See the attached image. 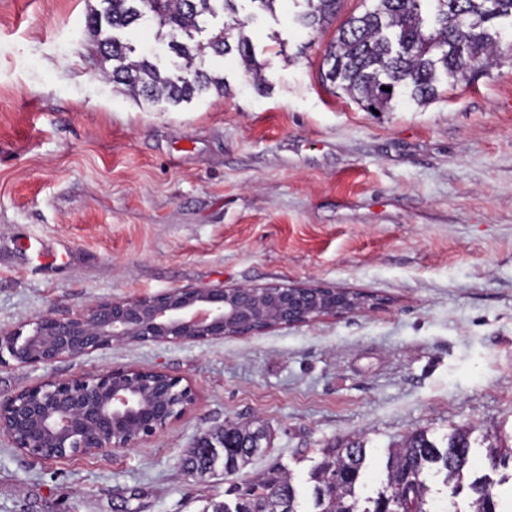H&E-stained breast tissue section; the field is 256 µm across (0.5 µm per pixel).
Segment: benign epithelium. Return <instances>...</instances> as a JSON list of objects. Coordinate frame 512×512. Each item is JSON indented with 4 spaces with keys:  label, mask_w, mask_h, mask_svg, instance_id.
<instances>
[{
    "label": "benign epithelium",
    "mask_w": 512,
    "mask_h": 512,
    "mask_svg": "<svg viewBox=\"0 0 512 512\" xmlns=\"http://www.w3.org/2000/svg\"><path fill=\"white\" fill-rule=\"evenodd\" d=\"M368 307L359 293L323 286L176 288L135 300H100L64 317L46 315L23 333L0 332L19 366L50 365L118 342L191 344L302 325ZM196 394L158 368H127L40 383L0 400V435L47 461L135 447L183 414ZM272 490L246 488L235 508L265 512Z\"/></svg>",
    "instance_id": "obj_1"
}]
</instances>
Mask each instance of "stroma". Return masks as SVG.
<instances>
[{
  "mask_svg": "<svg viewBox=\"0 0 512 512\" xmlns=\"http://www.w3.org/2000/svg\"><path fill=\"white\" fill-rule=\"evenodd\" d=\"M97 0H0V331L96 300L172 288L324 285L376 308L197 344L119 343L37 367L0 364V399L115 368L182 379L194 405L134 448L42 461L0 438V512H207L233 485L290 470L304 512L328 444L364 439L362 492L415 430L470 424L512 444V24L497 63L425 106L374 114L326 82L330 42L374 0L312 30L304 0H238L256 83L209 57L224 95L113 93L86 30ZM62 253L30 261L18 243ZM263 420L239 474L198 482L188 450Z\"/></svg>",
  "mask_w": 512,
  "mask_h": 512,
  "instance_id": "1",
  "label": "stroma"
}]
</instances>
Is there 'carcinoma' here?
<instances>
[{
  "instance_id": "1",
  "label": "carcinoma",
  "mask_w": 512,
  "mask_h": 512,
  "mask_svg": "<svg viewBox=\"0 0 512 512\" xmlns=\"http://www.w3.org/2000/svg\"><path fill=\"white\" fill-rule=\"evenodd\" d=\"M103 10L92 9L89 33L105 62L112 90L150 102L166 101L178 105L188 102L210 89L224 93V78L203 68L209 55L222 57L237 50L256 82L264 81L261 69L249 55L248 40L239 34L236 45L228 41L224 26L210 27L209 19L218 14H236V0H101ZM373 10L350 18L338 30L325 54L328 70L325 80L366 103V108L379 112L391 109L394 89L404 86L410 96L425 105L439 97L441 75L459 69V52L466 50L486 67L496 62L497 31L495 22L512 21V0H495V8H487V0H434V24L428 28L422 17L424 0H375ZM305 24L319 27L336 15L337 0H305ZM462 13L466 22L458 25L455 16ZM150 20L156 26L158 39L168 40V48L179 59L172 71L161 69L150 56L136 52L132 44L122 41L115 32L130 29ZM387 86L391 91H384ZM250 442L245 451L224 455V438ZM215 445L211 457L195 463L197 449L184 459L186 468L203 480L216 467L227 476L235 475L251 458L262 451L265 427H226L211 434ZM471 430L467 426L453 428L446 445L440 447L423 431H415L390 449L386 463V480L379 499L388 503L389 512H430V487L426 477L431 470L443 474L442 484L448 489V502L454 509L462 491L463 480L471 470ZM325 458L315 473L314 512H377L360 509L357 488L366 466L363 442L337 441L324 450ZM503 476L493 481L483 475L469 487L474 493L468 512H497ZM254 486L274 489L266 502L267 512H280L288 500V512L298 510L297 489L291 473L279 470L259 475Z\"/></svg>"
}]
</instances>
